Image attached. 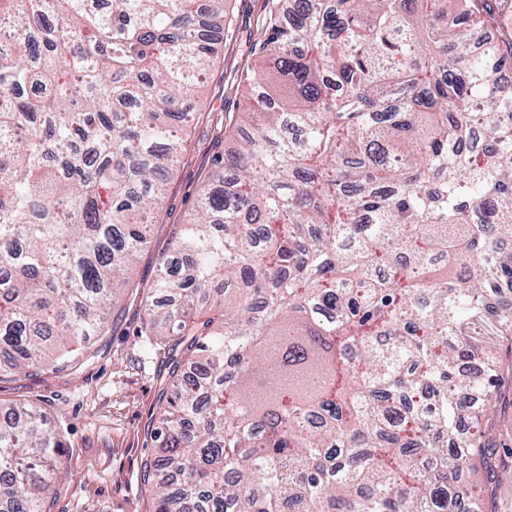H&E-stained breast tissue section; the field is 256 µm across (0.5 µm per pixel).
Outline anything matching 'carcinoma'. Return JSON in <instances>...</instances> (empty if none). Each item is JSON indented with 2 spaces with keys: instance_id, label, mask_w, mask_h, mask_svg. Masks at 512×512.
I'll return each instance as SVG.
<instances>
[{
  "instance_id": "obj_1",
  "label": "carcinoma",
  "mask_w": 512,
  "mask_h": 512,
  "mask_svg": "<svg viewBox=\"0 0 512 512\" xmlns=\"http://www.w3.org/2000/svg\"><path fill=\"white\" fill-rule=\"evenodd\" d=\"M249 133L145 285L224 0H0V375L73 368L142 293L166 381L153 512H482L512 448V33L500 0H289ZM0 512H46L64 434L0 405Z\"/></svg>"
}]
</instances>
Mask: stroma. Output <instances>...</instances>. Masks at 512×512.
<instances>
[{
  "label": "stroma",
  "instance_id": "obj_1",
  "mask_svg": "<svg viewBox=\"0 0 512 512\" xmlns=\"http://www.w3.org/2000/svg\"><path fill=\"white\" fill-rule=\"evenodd\" d=\"M267 0H227L229 28L205 87L207 111H239L247 86L242 73L260 52L258 23ZM189 149L177 163L155 222L151 244L136 262L135 276L150 283L175 225L189 223L203 178L217 152L234 150L238 135L207 122L189 130ZM112 318L81 359L80 367L44 368L0 377V403H25L43 411L65 433L57 495L50 512H151L138 468L151 449L147 427L159 413L162 356L141 331L140 299L122 288Z\"/></svg>",
  "mask_w": 512,
  "mask_h": 512
}]
</instances>
